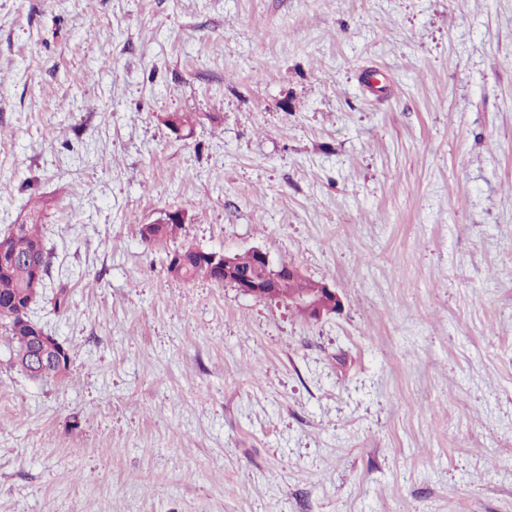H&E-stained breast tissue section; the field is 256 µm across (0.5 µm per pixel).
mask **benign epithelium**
Segmentation results:
<instances>
[{
  "label": "benign epithelium",
  "instance_id": "obj_1",
  "mask_svg": "<svg viewBox=\"0 0 512 512\" xmlns=\"http://www.w3.org/2000/svg\"><path fill=\"white\" fill-rule=\"evenodd\" d=\"M251 254L267 269L266 277L257 278L244 271L238 265L236 254L201 251L202 259L212 266L224 269V283L236 288L241 294L256 299L276 297L286 284L307 280L298 267L284 261L274 262L270 254L261 248L251 249ZM293 304L305 317L319 320L337 312L341 308V299L336 289L325 282H318L295 294ZM30 340L28 355L19 358L16 362L23 372L31 374L35 368L49 363L64 366L67 351L57 336L36 330L30 336Z\"/></svg>",
  "mask_w": 512,
  "mask_h": 512
}]
</instances>
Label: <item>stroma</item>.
Listing matches in <instances>:
<instances>
[{"mask_svg": "<svg viewBox=\"0 0 512 512\" xmlns=\"http://www.w3.org/2000/svg\"><path fill=\"white\" fill-rule=\"evenodd\" d=\"M35 204L71 360L0 332V512H512V0H0V230ZM169 223V224H166ZM187 216L182 210H170L165 212L161 217L156 219L151 224L141 225V229L145 233L146 236H149L147 231L148 227L154 224L152 229V241L151 242H161L167 239H173L183 230L184 225H174V224H186ZM200 251L202 259L207 260L211 266L224 268V283L236 288L243 295L256 299H269L281 293L280 301L286 302L288 305H291L293 301L296 307L293 305L291 307L298 313L299 309L305 317L314 320H319L336 313L341 308V299L336 289L325 282H318L304 289L299 288L301 286L293 288L289 285L288 288L281 292L286 284L290 282H305L308 278L297 266L284 261L275 263L271 259L270 254L261 248H252L250 253L267 269L268 274L264 278L260 277L265 273V269H262L255 258L247 252L240 254L239 265L244 269L250 270L257 277L244 271L238 265V254L202 249ZM175 252L180 255L175 254L174 256L172 275L176 276L177 269L181 265H185L188 260V263L182 270V277L179 280L188 282L198 278H205L216 282L215 279L218 278L217 273L209 266L207 261L199 258V248L189 245L175 249ZM299 289L302 290L295 294L292 299L293 294ZM30 349L26 357H20L16 365L26 374H35L33 370L41 365L57 364L64 367L67 351L63 343L52 333L35 330L30 336ZM69 365H65L66 371Z\"/></svg>", "mask_w": 512, "mask_h": 512, "instance_id": "obj_1", "label": "stroma"}]
</instances>
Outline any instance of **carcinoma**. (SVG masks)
Wrapping results in <instances>:
<instances>
[{"instance_id": "cac0c4a2", "label": "carcinoma", "mask_w": 512, "mask_h": 512, "mask_svg": "<svg viewBox=\"0 0 512 512\" xmlns=\"http://www.w3.org/2000/svg\"><path fill=\"white\" fill-rule=\"evenodd\" d=\"M38 211L29 212V222L12 224L0 234V243L8 246L17 256H25L31 261L42 263L41 276H46L49 268V253L45 247L44 238L37 224ZM183 230V226L174 224H156L152 229V241L161 242L173 239ZM199 249L191 245L177 250L188 260L182 270L181 280L193 281L205 278L211 281L217 278V273L209 263L200 259ZM33 281V269L20 261L0 260V327L14 343V352L22 351L28 333L19 327L25 308L30 297Z\"/></svg>"}]
</instances>
